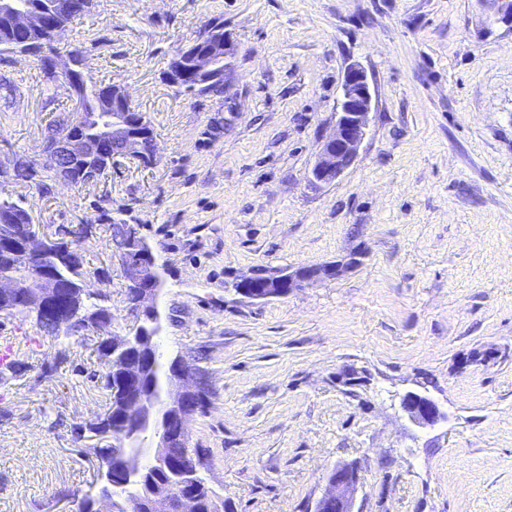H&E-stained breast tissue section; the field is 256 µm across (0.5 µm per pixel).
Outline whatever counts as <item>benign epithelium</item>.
Segmentation results:
<instances>
[{"instance_id":"1","label":"benign epithelium","mask_w":512,"mask_h":512,"mask_svg":"<svg viewBox=\"0 0 512 512\" xmlns=\"http://www.w3.org/2000/svg\"><path fill=\"white\" fill-rule=\"evenodd\" d=\"M482 8L490 12L494 21L504 23L512 28V0H478ZM0 12L13 15V21L21 30H38L43 27V17L38 12L14 5V0H0ZM219 49L207 48L185 50V54L176 56L168 70L166 78L174 83L190 70L202 78L216 76L225 78V71L214 69L215 59H227L233 52V42L229 32L215 41ZM49 66L53 72H66L70 79L69 86L80 82L87 70V60L70 51L64 55L50 54ZM112 111L106 124L99 128L101 136L111 140L112 145L120 146L127 153L139 154V137L134 135L132 127L145 126V116L131 108L124 86L112 85ZM372 111V93L366 72L357 64L350 65L344 76L341 97L336 112V123L331 135L324 141L318 158L311 169V181L330 184L335 182L354 163L360 145L366 136ZM43 150L53 154L59 162L60 179L67 181L65 170L70 162L78 157L87 156L96 150V141L80 135L63 132L44 141ZM30 236L26 240V249L38 252L47 247V242L67 235V229L59 228L53 234L40 231V226L30 225ZM126 240L116 249L119 260L124 265L130 279L146 282L139 299L136 301L135 313L141 326L136 337L125 336L118 339L119 345L127 347L130 341L145 343V334L149 329L147 323H158V310L146 305L161 286L160 275L152 259L151 249L139 228L131 224L127 228ZM341 264L305 267L293 272H284L276 276H265L261 284H256L257 274L253 273L236 282L235 290L251 300H269L284 296L286 290L302 288L320 278H332L340 274ZM23 262L15 267L0 271V297L14 299L21 307L34 311L39 317H46L48 323L56 329L63 330L71 322L70 312L64 306L65 289L52 276L23 278ZM205 374L189 370L184 365H176L168 382L164 418L158 420L155 458L164 464L168 460V449L187 444V420L197 408L192 403L203 385ZM402 408L409 418L418 425L433 427L444 419L439 406L425 393L409 392L402 399ZM359 483L357 465L339 464L327 476L325 494L316 502L313 512H353V495ZM184 493L177 497L156 494L151 498L150 512H199V500L194 488L183 479ZM109 505L112 512H140L138 498H114L99 490L82 501V512H102V506Z\"/></svg>"}]
</instances>
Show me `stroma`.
I'll list each match as a JSON object with an SVG mask.
<instances>
[{
	"label": "stroma",
	"instance_id": "35a3bbf8",
	"mask_svg": "<svg viewBox=\"0 0 512 512\" xmlns=\"http://www.w3.org/2000/svg\"><path fill=\"white\" fill-rule=\"evenodd\" d=\"M215 19L235 44L224 92H176L172 55ZM65 42L127 88L157 161L119 160L93 186L0 178V194L34 224L92 228L84 265L107 278L89 287L117 336L136 316L109 226L138 225L162 281L160 361L209 380L189 445L226 512H312L341 462L359 467L354 512H512V30L477 0H94ZM353 63L368 132L336 182L315 184ZM74 103L0 54V163L40 159L46 124ZM336 263L282 298L234 287ZM27 336L0 383V512H79L95 443L74 428L107 408L100 359L0 316V341ZM410 391L446 421L412 423Z\"/></svg>",
	"mask_w": 512,
	"mask_h": 512
}]
</instances>
